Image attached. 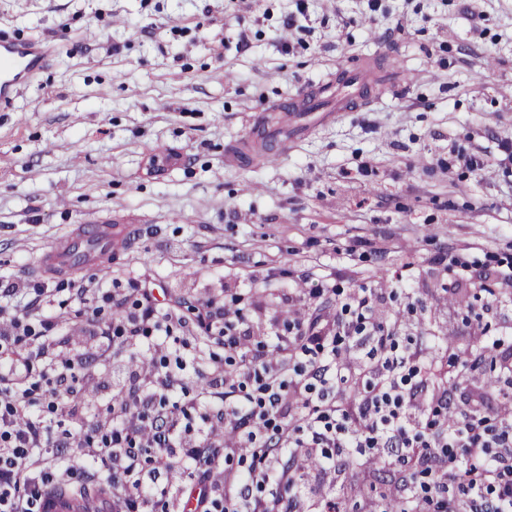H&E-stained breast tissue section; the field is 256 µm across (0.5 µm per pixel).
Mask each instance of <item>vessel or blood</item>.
I'll return each mask as SVG.
<instances>
[{"mask_svg": "<svg viewBox=\"0 0 512 512\" xmlns=\"http://www.w3.org/2000/svg\"><path fill=\"white\" fill-rule=\"evenodd\" d=\"M48 61L44 45L37 40L13 42L0 40V104L12 101L18 86L39 72ZM366 66L357 63L342 72V82L336 89L337 108H350L361 103L365 85ZM316 95L305 92L299 100L288 106V132L306 126L313 112L318 111ZM132 238L130 227L108 224H90L83 231L72 235L63 244L53 247L45 256V266L65 271L99 263L112 251L126 248ZM105 503L74 501L63 496H51L42 504V512H104Z\"/></svg>", "mask_w": 512, "mask_h": 512, "instance_id": "obj_1", "label": "vessel or blood"}]
</instances>
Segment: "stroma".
I'll list each match as a JSON object with an SVG mask.
<instances>
[{
	"label": "stroma",
	"mask_w": 512,
	"mask_h": 512,
	"mask_svg": "<svg viewBox=\"0 0 512 512\" xmlns=\"http://www.w3.org/2000/svg\"><path fill=\"white\" fill-rule=\"evenodd\" d=\"M0 0V38H40L49 64L0 111V328L37 291L51 299L77 360L88 434L118 378L170 373L182 390L230 372L204 344L209 303L247 331L248 355L270 327L333 319L365 289L372 319L401 346L445 336L464 355L471 336L512 324V0ZM355 60L379 77L365 102L299 136L275 163H228L254 124L277 130L306 87ZM483 158L468 168L467 155ZM128 224L130 248L91 268L42 270L41 259L82 224ZM465 269L436 263L438 253ZM307 279L326 282L302 298ZM177 303L164 346L130 345L105 324L134 310L131 283ZM123 306H114V298ZM321 471L292 467L342 512H383L396 472L361 474L340 455ZM192 468L144 467L165 487L147 512H182Z\"/></svg>",
	"instance_id": "obj_1"
}]
</instances>
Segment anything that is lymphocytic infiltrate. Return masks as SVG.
<instances>
[{"instance_id":"1","label":"lymphocytic infiltrate","mask_w":512,"mask_h":512,"mask_svg":"<svg viewBox=\"0 0 512 512\" xmlns=\"http://www.w3.org/2000/svg\"><path fill=\"white\" fill-rule=\"evenodd\" d=\"M134 293L135 313L114 327L131 341L160 321L152 290L138 287ZM340 311L354 314L355 324L317 323L274 343L277 354L294 359L296 381H285L283 362L241 356L234 379L216 376L208 389L184 396L176 410L164 407L175 384L168 375L149 381L144 396L123 394L121 403L108 408L116 420L100 432L95 454L81 468L66 467L61 475L33 469L31 461L48 447L80 448L86 441L82 421L73 413L74 365L46 342L57 327L56 316L43 317L39 342L31 340L25 315L15 316L11 330L0 331V350L10 351L8 362L0 363V512H40L47 489L61 485L66 476L96 471L111 481L129 479L147 454L165 473L174 469L175 454L197 461L192 486L197 512H214L219 490L224 512H279L280 487L304 492L300 476L290 470L222 469L225 456L245 448L314 454L327 467L335 452L347 448H397L403 465L434 476L430 484L407 488L410 496H422L426 512H512V421L487 419L477 426L459 417L431 435L420 433L432 414L450 407L453 387L431 381L424 354L399 352L392 334L370 324L368 297L354 295ZM351 350L371 361L369 380L352 409L340 399L350 377L344 357ZM34 387L41 389L49 417L32 413L29 392ZM138 405L152 408L149 423L128 421L130 409ZM195 414L210 430L203 442L187 446L182 434ZM449 452L462 457L464 477L457 495L448 491Z\"/></svg>"}]
</instances>
